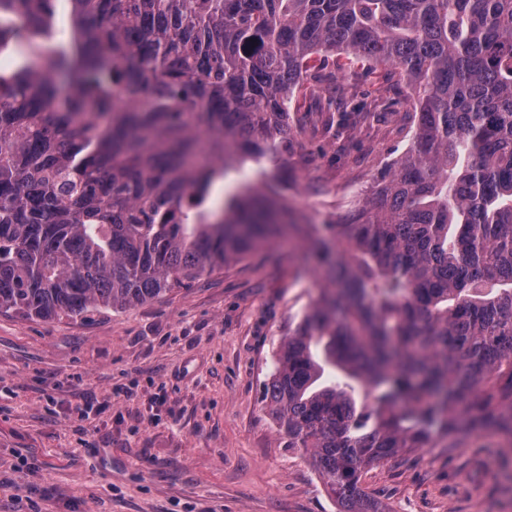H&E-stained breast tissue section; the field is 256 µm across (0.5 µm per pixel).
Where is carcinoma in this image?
I'll use <instances>...</instances> for the list:
<instances>
[{"label":"carcinoma","instance_id":"cac0c4a2","mask_svg":"<svg viewBox=\"0 0 512 512\" xmlns=\"http://www.w3.org/2000/svg\"><path fill=\"white\" fill-rule=\"evenodd\" d=\"M338 53L405 81L415 130L319 231L265 164L296 92L360 113ZM1 56L0 313L130 308L293 235L322 288L264 400L341 512L412 448L512 439V0H0Z\"/></svg>","mask_w":512,"mask_h":512}]
</instances>
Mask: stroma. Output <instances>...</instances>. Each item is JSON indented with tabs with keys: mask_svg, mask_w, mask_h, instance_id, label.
Here are the masks:
<instances>
[{
	"mask_svg": "<svg viewBox=\"0 0 512 512\" xmlns=\"http://www.w3.org/2000/svg\"><path fill=\"white\" fill-rule=\"evenodd\" d=\"M337 83L381 122L326 141L311 100L283 194L322 224L361 203L412 137L408 90L358 62ZM276 245L144 304L50 321L0 314V512H339L262 394L320 284ZM384 512H512L493 434L437 440L363 477Z\"/></svg>",
	"mask_w": 512,
	"mask_h": 512,
	"instance_id": "35a3bbf8",
	"label": "stroma"
}]
</instances>
